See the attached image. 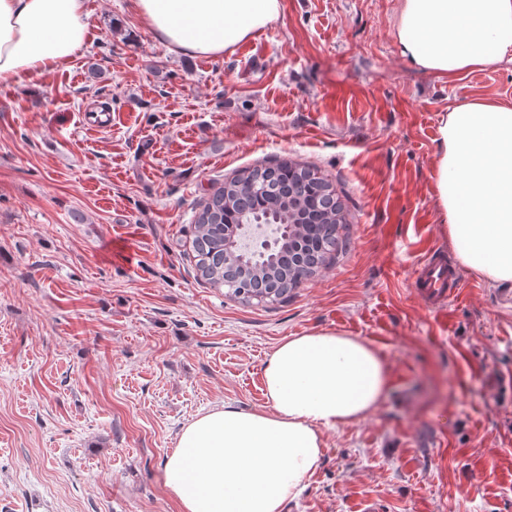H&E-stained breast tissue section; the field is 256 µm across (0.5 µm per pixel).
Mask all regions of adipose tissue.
Here are the masks:
<instances>
[{
  "mask_svg": "<svg viewBox=\"0 0 512 512\" xmlns=\"http://www.w3.org/2000/svg\"><path fill=\"white\" fill-rule=\"evenodd\" d=\"M173 52L219 56L277 21L281 0H133ZM88 35L84 0H0V85L68 62ZM398 50L413 70L460 79L512 63V0H402ZM437 204L458 265L512 289V107L467 100L437 127ZM368 341L336 330L291 336L263 368L265 407L211 408L162 467L179 512H281L316 469L324 432L358 423L389 390Z\"/></svg>",
  "mask_w": 512,
  "mask_h": 512,
  "instance_id": "adipose-tissue-1",
  "label": "adipose tissue"
}]
</instances>
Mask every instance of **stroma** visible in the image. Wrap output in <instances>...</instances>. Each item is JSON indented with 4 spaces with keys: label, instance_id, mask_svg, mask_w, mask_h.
Instances as JSON below:
<instances>
[{
    "label": "stroma",
    "instance_id": "35a3bbf8",
    "mask_svg": "<svg viewBox=\"0 0 512 512\" xmlns=\"http://www.w3.org/2000/svg\"><path fill=\"white\" fill-rule=\"evenodd\" d=\"M401 0H282L224 55L171 52L131 0H85L88 37L0 85V512H177L163 463L220 403L265 406L285 338L340 330L391 369L385 402L324 433L285 512H512V305L457 268L431 308L425 252L452 257L432 181L457 102L512 106V63L410 69ZM302 162L345 206L348 245L288 301L198 282L189 226L226 177ZM415 283L431 304H445L448 301L449 306L460 295L461 287L452 269L443 261L432 260V256L420 264Z\"/></svg>",
    "mask_w": 512,
    "mask_h": 512
}]
</instances>
